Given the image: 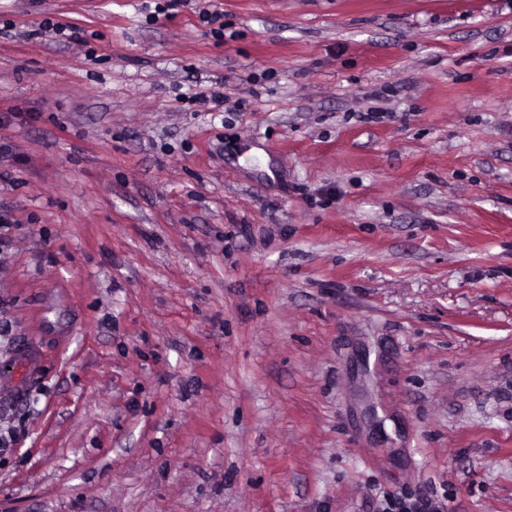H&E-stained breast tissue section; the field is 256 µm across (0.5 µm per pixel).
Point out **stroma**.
Instances as JSON below:
<instances>
[{"label":"stroma","instance_id":"stroma-1","mask_svg":"<svg viewBox=\"0 0 512 512\" xmlns=\"http://www.w3.org/2000/svg\"><path fill=\"white\" fill-rule=\"evenodd\" d=\"M166 3L0 0V512H512V0ZM442 507L432 498L421 495L415 498L390 496L383 500L379 512H442Z\"/></svg>","mask_w":512,"mask_h":512}]
</instances>
